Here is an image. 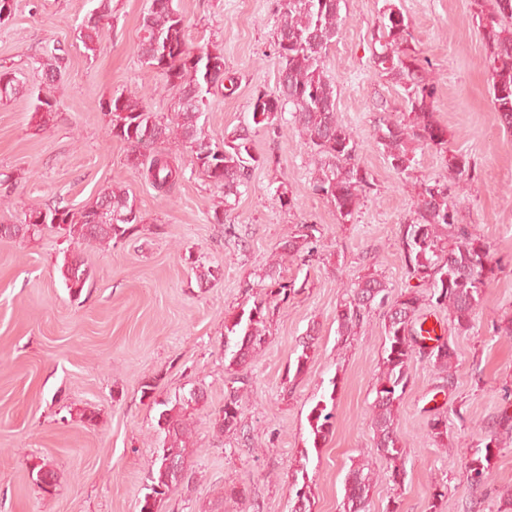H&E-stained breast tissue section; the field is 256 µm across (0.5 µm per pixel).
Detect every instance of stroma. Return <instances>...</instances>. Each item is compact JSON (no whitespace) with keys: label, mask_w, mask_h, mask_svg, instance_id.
Listing matches in <instances>:
<instances>
[{"label":"stroma","mask_w":512,"mask_h":512,"mask_svg":"<svg viewBox=\"0 0 512 512\" xmlns=\"http://www.w3.org/2000/svg\"><path fill=\"white\" fill-rule=\"evenodd\" d=\"M409 24L419 64L434 77L435 112L448 129V150L466 155L475 175L455 198L461 223L489 248L495 272L474 315L457 334L446 310L432 303L423 318L438 322L454 352L440 374L427 350L409 366L398 413L407 451L403 485L386 476L370 427L371 403L385 343L384 307L366 315L354 335L337 333L336 310L367 274L387 286L388 301L427 284L409 273L400 229L416 209L420 182L445 179L444 153L415 148L410 174L395 172L376 142L379 102L402 110L403 90L371 66V36L383 0H348L342 33L326 70L337 91V116L359 143L358 160L374 189L352 221L311 186L306 140L292 129H256L261 163L223 223L210 216L222 187L202 177L189 150L172 139L162 152L184 169L163 197L125 162L127 147L112 139L98 102L115 94L146 95L152 111L169 115L175 97L161 77L141 65L136 44L150 0H113L112 26L94 56L79 42L78 26L93 0H15L0 24V66L11 68L20 91L0 101V224H15L31 207L83 208L119 185L133 197L143 222L131 237L83 248L91 271L82 295L71 296L58 268L71 244L48 232L31 241L0 237V512H139L150 484L157 399L200 386L204 400L191 424L187 483L161 501L158 512H290L292 482L306 469L313 512H341L349 470L369 461L379 475L369 512H506L512 489V130L491 102L487 48L475 21L478 0H397ZM190 47L219 46L234 93L216 90L205 134L223 141L251 121L259 90L275 91L279 63L273 33L279 0H173ZM66 52L62 73L47 84L37 61L53 47ZM50 87L57 115L39 129L32 91ZM447 150V151H448ZM288 191L291 203L281 206ZM300 224L316 225L317 249L279 261L296 294L272 309L266 343L241 368L224 358V323L250 291L269 292L265 271L283 238ZM219 267L199 284L196 263ZM317 338L304 374H296L301 337ZM243 379L236 429L214 425L224 395ZM155 390L146 395L145 383ZM333 398L336 419L325 443L313 446L309 413ZM96 411L94 424L82 418ZM447 422L446 447L428 435L434 416ZM496 432L492 478L475 487L465 465L482 433ZM51 464L56 484L43 492L32 462ZM446 495L436 498L437 488Z\"/></svg>","instance_id":"35a3bbf8"}]
</instances>
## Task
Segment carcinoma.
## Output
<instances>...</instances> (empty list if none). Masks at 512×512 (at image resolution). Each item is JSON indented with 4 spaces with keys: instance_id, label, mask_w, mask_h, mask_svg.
<instances>
[{
    "instance_id": "carcinoma-1",
    "label": "carcinoma",
    "mask_w": 512,
    "mask_h": 512,
    "mask_svg": "<svg viewBox=\"0 0 512 512\" xmlns=\"http://www.w3.org/2000/svg\"><path fill=\"white\" fill-rule=\"evenodd\" d=\"M346 0H280L274 43L279 58L276 91H259L250 108L252 124L240 127L216 143L203 133L202 118L209 111L214 91L224 86V53L213 48L188 47L183 16L172 0H151L143 17L138 55L149 69L159 73L165 87L174 93L173 114L160 116L149 109L144 97L114 95L99 104L108 116V133L126 144L127 165L166 196L183 175L155 147L172 138L190 148L192 165L211 183L224 188V208L214 210L212 223H224V215L233 201L249 188L251 172L260 160L252 153V126L273 127L280 121L305 138L314 156L313 190L322 193L334 206L341 221L351 220L361 201L373 190L371 174L357 160L358 142L353 131L336 116V87L327 75L324 61L346 22L342 9ZM112 19V0H97L95 7L79 26V39L85 52L94 53L105 25ZM488 51L492 81V104L504 127L512 129V0H489L476 15ZM412 39L409 25L395 0H384L373 35L371 61L375 72L400 84L404 89V117L388 113L379 105L376 121L377 142L395 171L404 174L413 168L415 158L410 144L432 145L446 153L448 179L424 182L416 203V217L403 225L402 248L411 274L427 283L429 300L448 310L455 332L472 328L473 317L482 301L487 281L494 275L487 246L477 233L458 224L453 198L460 184L472 178L471 159L448 153L447 130L434 115L436 84L423 74L416 58L408 52ZM61 57L50 53L39 61L45 78L54 80L60 71ZM15 73L0 69V98L16 94ZM57 100L50 94L34 96L32 118L37 127L53 122ZM288 119H283L284 114ZM141 216L128 193L109 186L97 199L79 209L33 208L19 224H0V236L21 241L40 235L47 228L76 241L79 245H107L126 239L138 231ZM314 224H302L288 233L280 246V256L294 257L316 248ZM457 237L447 246L448 235ZM60 277L70 295L82 294L90 279L83 256L71 252L59 266ZM276 267L265 276L273 288L265 298H254L249 306L224 325V357L229 366H242L257 356L265 343V323L270 299L288 300L294 285L276 278ZM385 302V285L373 274L364 276L350 289L336 311L338 334L350 336L374 306ZM422 296L416 292L402 295L387 309L384 348L380 371L374 385L371 428L375 447L386 460V475L394 484L404 479L405 449L396 432L400 401L409 383V364L418 340L414 330ZM314 337L309 335L298 345L296 372L300 375L314 353ZM434 367L450 369L452 353L448 344L436 345L430 352ZM204 399L199 387L155 401L161 407L156 428L155 458L151 461L149 492L140 500L139 512H157V503L173 493L184 477L165 465L169 456L185 462L191 434L190 411ZM241 389L231 388L224 395L215 424L229 430L238 424L241 413ZM335 415L325 400L311 410L313 447L326 441ZM466 467L470 484L486 483L490 472V448L498 445L489 433L479 440ZM377 481L376 472L362 464L350 470L346 480L343 512H367L370 494ZM291 512H312L307 478L295 490Z\"/></svg>"
}]
</instances>
